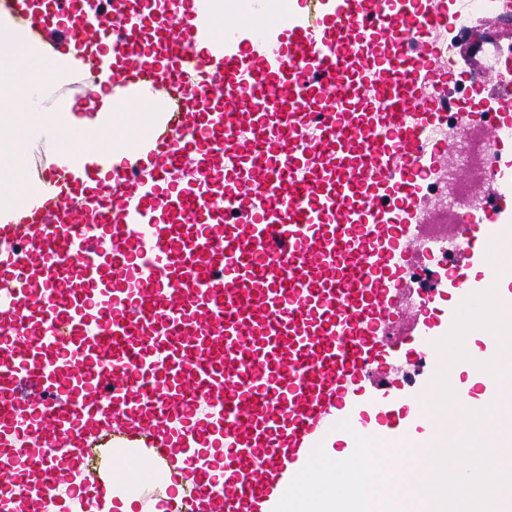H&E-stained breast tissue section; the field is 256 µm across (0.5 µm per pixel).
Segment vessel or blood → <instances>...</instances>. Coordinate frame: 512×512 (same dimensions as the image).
Listing matches in <instances>:
<instances>
[{
  "instance_id": "obj_1",
  "label": "vessel or blood",
  "mask_w": 512,
  "mask_h": 512,
  "mask_svg": "<svg viewBox=\"0 0 512 512\" xmlns=\"http://www.w3.org/2000/svg\"><path fill=\"white\" fill-rule=\"evenodd\" d=\"M84 3L0 14L79 52V85L112 55L114 111L166 94L107 185L57 166L0 214V486L37 458L103 488L123 456L178 487L170 512H273L316 444L348 457L357 433L400 469L458 308L492 289L512 311V50L484 72L457 40L493 0H240L220 39L197 0H113L90 32ZM499 344L449 371L472 410Z\"/></svg>"
}]
</instances>
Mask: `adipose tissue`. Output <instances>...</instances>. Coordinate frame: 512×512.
Wrapping results in <instances>:
<instances>
[{"instance_id": "1", "label": "adipose tissue", "mask_w": 512, "mask_h": 512, "mask_svg": "<svg viewBox=\"0 0 512 512\" xmlns=\"http://www.w3.org/2000/svg\"><path fill=\"white\" fill-rule=\"evenodd\" d=\"M76 54L46 56L29 33L11 20L0 18V114L22 113L19 124H0V210L25 207L35 197L39 183L29 175L28 153L13 151L9 142L36 144L53 140L56 160L74 171L81 187H96L107 166L129 156L122 133L144 135L152 116L137 109L118 118L108 98H101L95 119L79 116L73 105L53 98V87L77 70Z\"/></svg>"}]
</instances>
